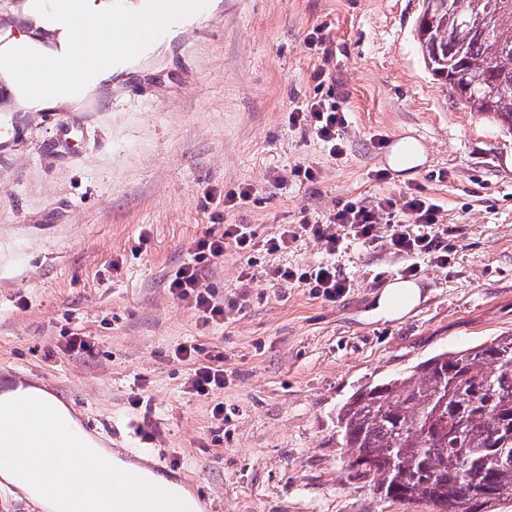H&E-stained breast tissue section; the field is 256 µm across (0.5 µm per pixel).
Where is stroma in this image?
Returning <instances> with one entry per match:
<instances>
[{
  "mask_svg": "<svg viewBox=\"0 0 512 512\" xmlns=\"http://www.w3.org/2000/svg\"><path fill=\"white\" fill-rule=\"evenodd\" d=\"M422 9L214 0L82 111H0V129H16L0 143V391L40 383L104 447L143 444L180 463L216 512H431L348 478L336 433L357 390L512 333V135L425 68ZM318 95L347 117L335 158L288 123ZM405 137L426 161L403 174L388 153ZM297 166L316 180L291 177ZM246 185L249 201L225 210L223 195ZM412 188L439 205L452 251L447 268L422 263L426 299L402 318L373 312L407 264L379 243L227 250L204 280L224 321L206 328L169 292L197 242L225 225L264 239L338 203ZM327 261L352 281L333 302L269 275ZM76 334L92 352L68 350ZM190 343L224 357L211 397L188 390L193 365L175 351Z\"/></svg>",
  "mask_w": 512,
  "mask_h": 512,
  "instance_id": "obj_1",
  "label": "stroma"
}]
</instances>
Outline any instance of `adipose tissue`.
Here are the masks:
<instances>
[{
    "label": "adipose tissue",
    "mask_w": 512,
    "mask_h": 512,
    "mask_svg": "<svg viewBox=\"0 0 512 512\" xmlns=\"http://www.w3.org/2000/svg\"><path fill=\"white\" fill-rule=\"evenodd\" d=\"M116 8L115 0H85L84 19L71 21L70 0H16L6 28L0 33V87L4 88L10 112H76L86 103L105 97L112 89L113 76L123 73L130 58H111L100 65L88 59L84 46L105 38L103 21ZM44 67L76 72L77 78L64 89L44 87L32 94L39 70L30 68L29 60ZM423 299L420 286L410 280L395 279L377 294L374 312L378 317L394 319L416 308ZM13 420V427L0 432L1 448L21 449L19 463L0 465V482L36 497V474L62 470L63 465L48 456L30 457L31 448H59L71 444L98 449L102 458L93 469L95 483L110 484L113 471L125 463L98 440L83 430L67 407L54 395L36 388L16 385L0 393V420Z\"/></svg>",
    "instance_id": "adipose-tissue-1"
}]
</instances>
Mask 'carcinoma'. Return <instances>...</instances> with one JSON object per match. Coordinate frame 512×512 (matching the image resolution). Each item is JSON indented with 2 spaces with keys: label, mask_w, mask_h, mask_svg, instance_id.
<instances>
[{
  "label": "carcinoma",
  "mask_w": 512,
  "mask_h": 512,
  "mask_svg": "<svg viewBox=\"0 0 512 512\" xmlns=\"http://www.w3.org/2000/svg\"><path fill=\"white\" fill-rule=\"evenodd\" d=\"M417 41L464 107L512 134V0H429ZM337 421L349 476L387 502L480 512L512 500V335L369 384Z\"/></svg>",
  "instance_id": "1"
}]
</instances>
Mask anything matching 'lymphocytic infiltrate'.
Masks as SVG:
<instances>
[{
    "label": "lymphocytic infiltrate",
    "instance_id": "lymphocytic-infiltrate-1",
    "mask_svg": "<svg viewBox=\"0 0 512 512\" xmlns=\"http://www.w3.org/2000/svg\"><path fill=\"white\" fill-rule=\"evenodd\" d=\"M288 122L303 124L313 131L317 139L328 148L329 156L343 153L342 131L347 124L345 113L335 104L315 99L289 113ZM439 205L418 192H408L401 201L379 199L364 205L347 201L338 205L322 219L289 224L276 236L258 239L251 225H225L221 235L200 239L187 262L172 275L168 287L179 300L189 302L202 326L223 322L224 303L217 299L204 284L208 262L223 256L225 249L246 253L262 249L276 253L291 247L306 234L320 242L328 253L343 250L345 245L359 243L364 246L385 243L394 254L408 257L406 275H417L422 263L428 262L444 268L449 264L451 249L448 245V227L442 224ZM386 225L388 234L379 237V225ZM273 280L310 289L315 296L336 301L351 288L349 277L340 274L335 264L326 262L309 268L278 267L271 270ZM196 345H182L176 350L179 358L193 362L189 390L199 397L213 395L224 386V358L215 355L202 360Z\"/></svg>",
    "mask_w": 512,
    "mask_h": 512
}]
</instances>
